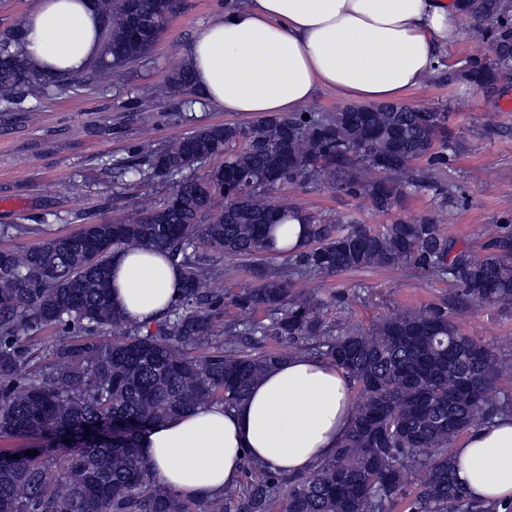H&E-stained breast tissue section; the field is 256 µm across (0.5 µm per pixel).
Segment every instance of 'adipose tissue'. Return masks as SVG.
Instances as JSON below:
<instances>
[{
  "instance_id": "1",
  "label": "adipose tissue",
  "mask_w": 512,
  "mask_h": 512,
  "mask_svg": "<svg viewBox=\"0 0 512 512\" xmlns=\"http://www.w3.org/2000/svg\"><path fill=\"white\" fill-rule=\"evenodd\" d=\"M454 0H230L187 55L209 105L253 117L304 111L318 91L352 105L400 102L436 73L461 37ZM32 65L52 76L101 56L96 0H34L26 15ZM112 300L151 326L183 288L181 267L159 251L119 248ZM346 375L304 354L271 367L234 409L211 402L152 426L138 444L157 483L184 499L220 493L247 459L284 474L331 456L353 411ZM455 483L469 498L512 502V415L465 432L453 449Z\"/></svg>"
}]
</instances>
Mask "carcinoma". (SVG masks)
Segmentation results:
<instances>
[{
    "instance_id": "cac0c4a2",
    "label": "carcinoma",
    "mask_w": 512,
    "mask_h": 512,
    "mask_svg": "<svg viewBox=\"0 0 512 512\" xmlns=\"http://www.w3.org/2000/svg\"><path fill=\"white\" fill-rule=\"evenodd\" d=\"M104 54L88 73L43 75L28 61L23 19L0 32V111L27 94L81 86L149 55L155 25L178 0H98ZM480 24L493 58L448 68L452 85L496 88L512 75V0H458ZM184 64L166 87L194 91ZM455 136L448 113L404 105L348 106L331 113L293 112L247 123L196 127L155 149L143 144L114 164L122 178L166 179L158 206L117 222L87 223L28 249L0 250V437H58L63 450L0 462V512H191L154 481L138 438L152 425L219 400L236 407L281 359L306 353L343 370L363 395L336 452L311 471L285 475L249 463L254 479L197 501L201 512H512L462 495L453 479L452 442L512 410L488 398L512 368L462 333L453 308L512 310V226L489 224L482 253L459 247L432 218L393 216L376 229L352 215L334 219L273 199L286 184L325 179L367 196L392 213L407 188H432L453 211L440 176ZM224 163L195 170L218 157ZM222 206L216 207V199ZM295 219L299 242L287 241ZM161 250L184 271L177 304L155 330L131 324L111 300L116 248ZM277 256L288 274L259 270L258 283L216 287L212 256ZM410 266L446 279L449 299L386 316L367 329L328 317L340 298L309 288L313 275ZM55 332L47 362L32 341ZM120 331L110 344L97 340ZM224 336L211 348L213 338ZM275 336L288 349H269ZM417 476L407 489L408 476Z\"/></svg>"
}]
</instances>
